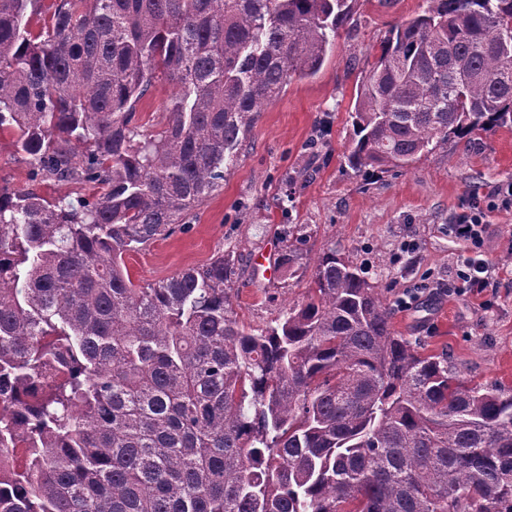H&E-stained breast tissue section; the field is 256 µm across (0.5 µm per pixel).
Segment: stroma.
I'll use <instances>...</instances> for the list:
<instances>
[{"mask_svg":"<svg viewBox=\"0 0 512 512\" xmlns=\"http://www.w3.org/2000/svg\"><path fill=\"white\" fill-rule=\"evenodd\" d=\"M427 7L428 0H354L321 72L292 81L264 109L223 188L190 215L189 231L126 256L132 279L152 283L230 253L237 267L234 311L260 331L306 298L315 261L334 246L365 267L388 300L419 289L411 309L394 311L399 334L415 339L425 353L447 356L465 383L512 387V207L486 218L485 252L500 274L482 296L451 294L466 245L448 235L473 198L512 180V125L449 140L399 172L358 174L344 161L353 139L349 112L365 64L378 56L393 26ZM30 187L50 200L72 190L31 184L10 137H0V189ZM294 226L305 241L293 274L280 261ZM407 240L416 242L415 253H403ZM260 252L270 256L273 274L255 267Z\"/></svg>","mask_w":512,"mask_h":512,"instance_id":"obj_1","label":"stroma"}]
</instances>
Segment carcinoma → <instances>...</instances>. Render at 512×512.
<instances>
[{
    "label": "carcinoma",
    "instance_id": "obj_1",
    "mask_svg": "<svg viewBox=\"0 0 512 512\" xmlns=\"http://www.w3.org/2000/svg\"><path fill=\"white\" fill-rule=\"evenodd\" d=\"M43 2L0 0V135L92 194L0 190V512H512V388L420 352L336 247L259 333L232 256L143 286L124 264L189 229L351 0H51L35 32ZM429 2L358 86L357 173L512 125V0ZM177 91L176 86L167 82H158L149 94L139 103L136 119L145 132L160 128L165 116L163 109L167 100Z\"/></svg>",
    "mask_w": 512,
    "mask_h": 512
}]
</instances>
